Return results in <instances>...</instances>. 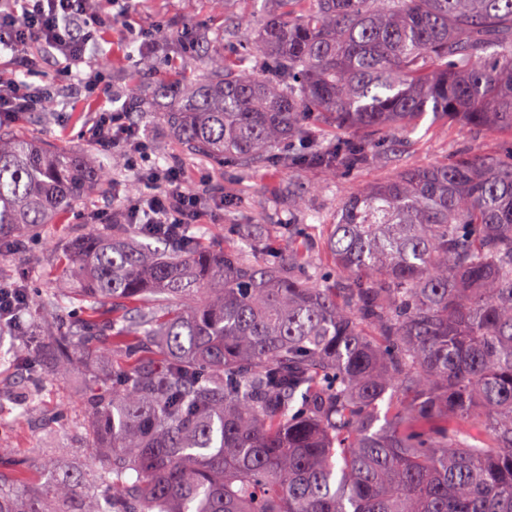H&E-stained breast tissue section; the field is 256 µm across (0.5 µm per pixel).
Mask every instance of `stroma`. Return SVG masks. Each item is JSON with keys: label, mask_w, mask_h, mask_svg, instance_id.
Returning a JSON list of instances; mask_svg holds the SVG:
<instances>
[{"label": "stroma", "mask_w": 512, "mask_h": 512, "mask_svg": "<svg viewBox=\"0 0 512 512\" xmlns=\"http://www.w3.org/2000/svg\"><path fill=\"white\" fill-rule=\"evenodd\" d=\"M137 21L140 27L154 31L159 41L224 23L222 17L213 15L206 0H142ZM100 46L98 54L88 55L80 70L87 75L108 67L107 95L125 100L132 88L131 78L138 71L137 50L127 42L125 29L119 23L113 25ZM59 99L61 104L50 121L39 123L34 115L21 114L10 122V129L32 135L54 148L86 150L92 158L104 159V152L80 134L94 118L90 104L76 94L63 93ZM146 137L155 164H179L193 187L198 184L200 172H209L215 185L223 187V217H205L192 230L193 236L212 246L232 240L231 227L235 224L264 225L274 244L287 230L317 242L322 236V216L332 214L339 199L358 184L388 179L404 166L447 161L461 149L482 146L497 154L512 151V137L496 138L480 129L456 126L436 130L421 141L406 145L396 164L375 161L353 171L342 169L331 180L316 165L267 164L254 169L230 159L218 164L203 157H188L157 123ZM292 190L302 193L303 207L289 204L288 193ZM144 191L139 181L116 178L112 190L84 198L51 231L22 236L19 251L0 256V281L25 283L34 296L44 289L59 287L62 259L70 244L87 230L82 213L103 206L120 212L122 199ZM53 348V342H43L34 345L26 358L0 365V484L19 492L32 486L46 487L75 473L91 477L96 462L97 450L85 429L91 417L85 393L102 363L96 355L79 351L74 369L58 376L51 367ZM54 437L64 439L67 453L47 452Z\"/></svg>", "instance_id": "1"}]
</instances>
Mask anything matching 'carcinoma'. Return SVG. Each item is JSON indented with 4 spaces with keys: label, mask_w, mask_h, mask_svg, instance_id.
<instances>
[{
    "label": "carcinoma",
    "mask_w": 512,
    "mask_h": 512,
    "mask_svg": "<svg viewBox=\"0 0 512 512\" xmlns=\"http://www.w3.org/2000/svg\"><path fill=\"white\" fill-rule=\"evenodd\" d=\"M208 2L222 29L141 63L168 55L140 103L185 154L256 167L301 144L292 162L334 176L428 116L512 137V0ZM248 26L257 67L204 49ZM122 166L0 130V235L57 223ZM238 234L154 247L120 214L72 245L81 319L53 288L25 311L125 363L89 394L85 493L0 486V512H512V154L358 186L326 223L330 274L305 242L258 261L266 236Z\"/></svg>",
    "instance_id": "obj_1"
}]
</instances>
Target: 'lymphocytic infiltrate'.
I'll return each instance as SVG.
<instances>
[{
    "label": "lymphocytic infiltrate",
    "instance_id": "f902f5d3",
    "mask_svg": "<svg viewBox=\"0 0 512 512\" xmlns=\"http://www.w3.org/2000/svg\"><path fill=\"white\" fill-rule=\"evenodd\" d=\"M139 0H102L91 10L88 0H6L0 6V54L11 55L21 78L0 82V117L39 111L59 87L78 85L88 97L99 95L104 72L75 78L72 67L86 55L90 44L112 27L113 21L131 26ZM59 60L58 81L37 84L45 58ZM129 104L111 109L99 104L94 120L82 133L102 151L122 148L127 166L145 185L143 195L127 199L123 212L134 224H154L159 231L173 234L190 224L200 223L204 198L220 201L218 191L201 176L200 189L189 188L177 165L157 169L148 165L149 145L139 127L130 121Z\"/></svg>",
    "mask_w": 512,
    "mask_h": 512
}]
</instances>
